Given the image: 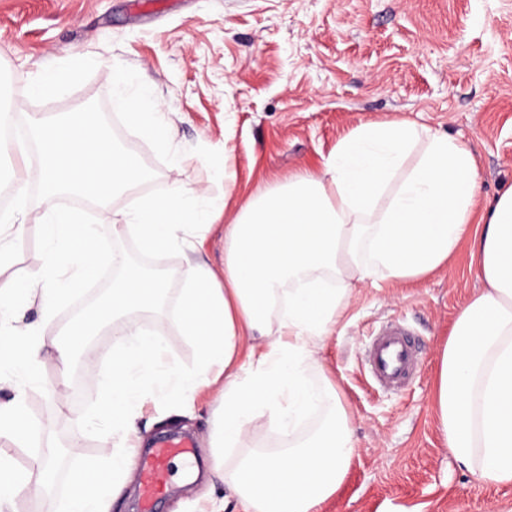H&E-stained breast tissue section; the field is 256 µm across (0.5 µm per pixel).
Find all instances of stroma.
<instances>
[{
  "instance_id": "35a3bbf8",
  "label": "stroma",
  "mask_w": 512,
  "mask_h": 512,
  "mask_svg": "<svg viewBox=\"0 0 512 512\" xmlns=\"http://www.w3.org/2000/svg\"><path fill=\"white\" fill-rule=\"evenodd\" d=\"M94 54L120 62L125 82L114 84L91 62ZM0 65L10 76V111L20 118L123 97L176 125L175 141L163 144L128 128L122 107L108 114L121 142L154 171L155 186L178 180L199 199L227 203L216 225L192 235L194 250L161 260L174 273L190 257L223 272L224 226L245 201L294 173L322 170L337 143L366 122L407 119L466 143L481 205L512 187V0H0ZM45 66L63 75L64 88L33 95L29 81ZM27 210L0 286L42 265L35 237L43 207L34 201ZM480 286L464 254L420 281L356 285L320 360L351 413L358 454L320 512H512V487L478 482L450 455L431 400L440 349ZM390 323L418 343L419 369L399 391L376 385L365 360ZM72 386L63 382L62 403L23 389L30 434L0 438V456L33 471L51 434L93 456L123 445L121 436L94 439L76 429ZM223 401L219 383L162 413L147 397L137 456L165 436L194 440L192 455L173 459L156 512H208L219 502L223 512H238L215 465L230 469L252 450L282 447L261 414L235 447H211Z\"/></svg>"
}]
</instances>
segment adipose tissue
I'll use <instances>...</instances> for the list:
<instances>
[{
	"label": "adipose tissue",
	"instance_id": "obj_1",
	"mask_svg": "<svg viewBox=\"0 0 512 512\" xmlns=\"http://www.w3.org/2000/svg\"><path fill=\"white\" fill-rule=\"evenodd\" d=\"M468 146L406 120L369 122L340 141L319 173L257 191L224 227V271L189 264L180 316L196 371L166 375L176 395L224 372L212 447L240 443L257 413L286 440L230 475L243 512H319L340 489L356 441L341 392L307 370L366 279L415 281L460 250L483 283L459 309L433 397L442 439L480 481L512 486V188L476 208ZM322 411L313 433L302 420Z\"/></svg>",
	"mask_w": 512,
	"mask_h": 512
}]
</instances>
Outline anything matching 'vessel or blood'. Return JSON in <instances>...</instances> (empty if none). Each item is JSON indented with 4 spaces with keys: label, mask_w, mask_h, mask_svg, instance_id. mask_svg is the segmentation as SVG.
<instances>
[{
    "label": "vessel or blood",
    "mask_w": 512,
    "mask_h": 512,
    "mask_svg": "<svg viewBox=\"0 0 512 512\" xmlns=\"http://www.w3.org/2000/svg\"><path fill=\"white\" fill-rule=\"evenodd\" d=\"M416 347L408 332L400 325L389 324L380 331L367 358L368 370L380 385L401 386L416 369ZM190 441L171 439L154 448L141 468L143 512H152L154 500L168 485L171 459L188 455Z\"/></svg>",
    "instance_id": "obj_1"
}]
</instances>
